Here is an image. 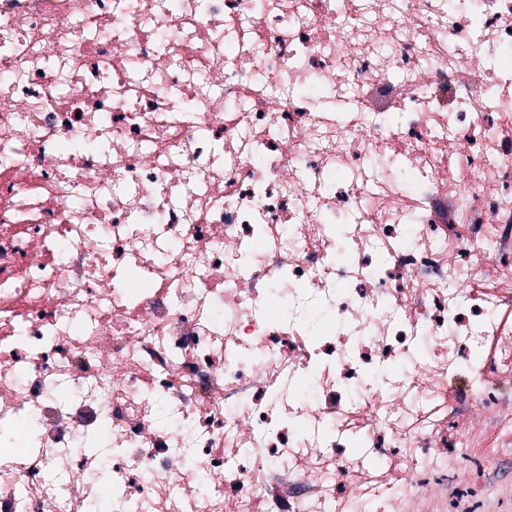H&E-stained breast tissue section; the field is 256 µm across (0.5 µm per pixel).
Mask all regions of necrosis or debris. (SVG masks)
I'll return each mask as SVG.
<instances>
[{"label": "necrosis or debris", "mask_w": 512, "mask_h": 512, "mask_svg": "<svg viewBox=\"0 0 512 512\" xmlns=\"http://www.w3.org/2000/svg\"><path fill=\"white\" fill-rule=\"evenodd\" d=\"M511 56L512 0H0V512L106 457L113 512H408L512 407Z\"/></svg>", "instance_id": "necrosis-or-debris-1"}]
</instances>
